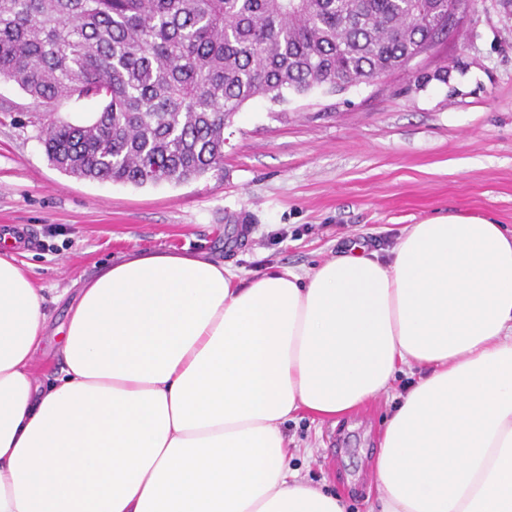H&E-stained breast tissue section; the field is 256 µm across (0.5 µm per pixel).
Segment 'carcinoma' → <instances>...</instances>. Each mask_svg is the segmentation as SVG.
Returning <instances> with one entry per match:
<instances>
[{"instance_id": "1", "label": "carcinoma", "mask_w": 512, "mask_h": 512, "mask_svg": "<svg viewBox=\"0 0 512 512\" xmlns=\"http://www.w3.org/2000/svg\"><path fill=\"white\" fill-rule=\"evenodd\" d=\"M458 0H0V78L35 107L95 98L87 125L44 124L63 172L181 183L224 161L248 101L400 69L453 26Z\"/></svg>"}]
</instances>
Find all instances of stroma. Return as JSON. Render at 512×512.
Instances as JSON below:
<instances>
[{
	"label": "stroma",
	"mask_w": 512,
	"mask_h": 512,
	"mask_svg": "<svg viewBox=\"0 0 512 512\" xmlns=\"http://www.w3.org/2000/svg\"><path fill=\"white\" fill-rule=\"evenodd\" d=\"M102 108L65 98L39 112L0 79V227L37 236L16 256L46 298L33 362L44 382L60 367L58 329L79 281L135 249L303 275L355 243L387 254L404 226L436 216L512 229V0H471L456 28L374 82L246 103L224 127L223 164L187 182L113 184L55 168L41 123L84 125ZM410 381L397 374L334 421L291 415L293 467L337 490L348 512H368L382 421Z\"/></svg>",
	"instance_id": "stroma-1"
}]
</instances>
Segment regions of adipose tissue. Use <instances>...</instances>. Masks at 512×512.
<instances>
[{"mask_svg":"<svg viewBox=\"0 0 512 512\" xmlns=\"http://www.w3.org/2000/svg\"><path fill=\"white\" fill-rule=\"evenodd\" d=\"M44 302L0 251V512H346L290 466L281 425L343 416L402 372L378 512H512V232L490 219L250 280L130 251L82 282L46 385Z\"/></svg>","mask_w":512,"mask_h":512,"instance_id":"adipose-tissue-1","label":"adipose tissue"}]
</instances>
